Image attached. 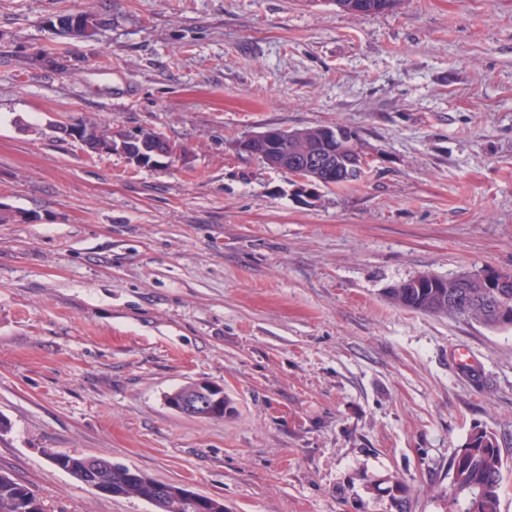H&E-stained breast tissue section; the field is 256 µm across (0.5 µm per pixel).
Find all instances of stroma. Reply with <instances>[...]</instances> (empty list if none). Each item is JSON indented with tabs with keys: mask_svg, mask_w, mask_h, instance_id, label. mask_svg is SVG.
Listing matches in <instances>:
<instances>
[{
	"mask_svg": "<svg viewBox=\"0 0 512 512\" xmlns=\"http://www.w3.org/2000/svg\"><path fill=\"white\" fill-rule=\"evenodd\" d=\"M64 12L100 18L58 35ZM161 132L150 169L58 117ZM343 127L357 183L299 198L238 152ZM0 473L47 512H155L49 454L93 455L224 512H449L493 432L512 512V330L392 304L417 274L512 269V0H0ZM223 386L224 418L179 415ZM359 1H363L365 8L362 14H375L393 10L400 0H331L336 7L348 13H356L355 6ZM56 132L61 134L65 139L77 143L81 150L87 155L103 154V153H119L124 156L127 163L134 168H151L161 164V159L171 158L176 154L175 149L161 145L155 140L168 144L170 141L160 134L141 129L139 132L144 138L138 134L137 130L128 131L127 135L119 142L107 139H93L83 132L82 129L73 126L68 120H57L53 124ZM191 384L181 386L166 395V403L169 408L173 410V406L179 403L183 391ZM220 389L222 388L209 382H196L193 393L175 406L174 409L183 416H192L201 409L210 408L215 402L224 397V394H218Z\"/></svg>",
	"mask_w": 512,
	"mask_h": 512,
	"instance_id": "1",
	"label": "stroma"
}]
</instances>
